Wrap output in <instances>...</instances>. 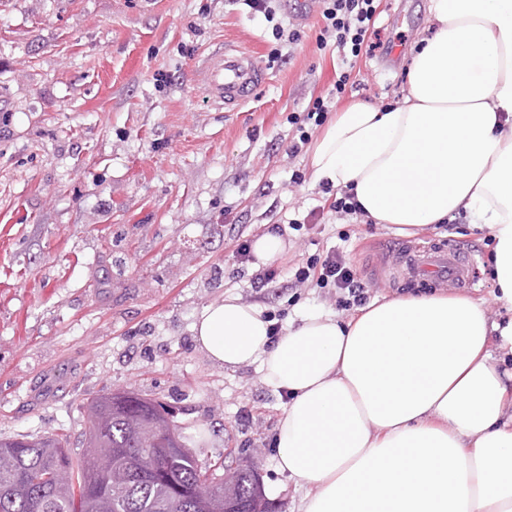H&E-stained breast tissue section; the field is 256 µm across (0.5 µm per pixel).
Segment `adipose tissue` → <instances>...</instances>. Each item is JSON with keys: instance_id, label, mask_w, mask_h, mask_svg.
I'll list each match as a JSON object with an SVG mask.
<instances>
[{"instance_id": "obj_1", "label": "adipose tissue", "mask_w": 512, "mask_h": 512, "mask_svg": "<svg viewBox=\"0 0 512 512\" xmlns=\"http://www.w3.org/2000/svg\"><path fill=\"white\" fill-rule=\"evenodd\" d=\"M428 14L404 94L382 109L350 101L310 168L371 223L464 214L487 228L496 299L512 310V0H429ZM270 327L227 295L193 331L212 361L259 365L287 393L275 445L310 488L298 512H512V317L433 294Z\"/></svg>"}]
</instances>
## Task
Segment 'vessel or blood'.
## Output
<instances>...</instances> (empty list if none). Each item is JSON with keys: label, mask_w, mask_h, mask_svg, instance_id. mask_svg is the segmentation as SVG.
Listing matches in <instances>:
<instances>
[{"label": "vessel or blood", "mask_w": 512, "mask_h": 512, "mask_svg": "<svg viewBox=\"0 0 512 512\" xmlns=\"http://www.w3.org/2000/svg\"><path fill=\"white\" fill-rule=\"evenodd\" d=\"M206 71L209 96L228 111L247 103L267 80L265 69L244 53L213 55L206 61ZM400 256L418 276L443 280L461 288L472 283L471 260L455 248L424 253L407 246Z\"/></svg>", "instance_id": "b4317fda"}]
</instances>
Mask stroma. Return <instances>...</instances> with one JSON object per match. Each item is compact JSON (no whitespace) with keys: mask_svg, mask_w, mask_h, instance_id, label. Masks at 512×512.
<instances>
[{"mask_svg":"<svg viewBox=\"0 0 512 512\" xmlns=\"http://www.w3.org/2000/svg\"><path fill=\"white\" fill-rule=\"evenodd\" d=\"M428 0H381L375 41L342 95L334 47L319 48L320 0H277L300 38L276 39L242 0H0V439L66 434L85 451L83 406L129 390L169 408L200 463L259 456L267 498L295 512L307 491L277 468L288 401L257 366L213 362L192 336L227 294L284 329L314 312L346 316L341 292L299 267L341 252L369 299L437 293L403 279L385 251L452 241L473 257L492 318L487 229L466 217L396 232L332 210L288 116L324 98L384 107L406 87ZM233 49L268 80L237 111L205 90L207 57ZM275 230L288 244L258 286L238 248Z\"/></svg>","mask_w":512,"mask_h":512,"instance_id":"1","label":"stroma"}]
</instances>
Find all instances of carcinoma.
Masks as SVG:
<instances>
[{
	"instance_id": "cac0c4a2",
	"label": "carcinoma",
	"mask_w": 512,
	"mask_h": 512,
	"mask_svg": "<svg viewBox=\"0 0 512 512\" xmlns=\"http://www.w3.org/2000/svg\"><path fill=\"white\" fill-rule=\"evenodd\" d=\"M119 406L112 392L86 405V454L74 463L68 439L59 434H18L0 439V512H197L207 468L176 449L162 433L146 434L153 402ZM149 448H172L170 458L152 460ZM244 501L258 482L246 462L236 466Z\"/></svg>"
}]
</instances>
